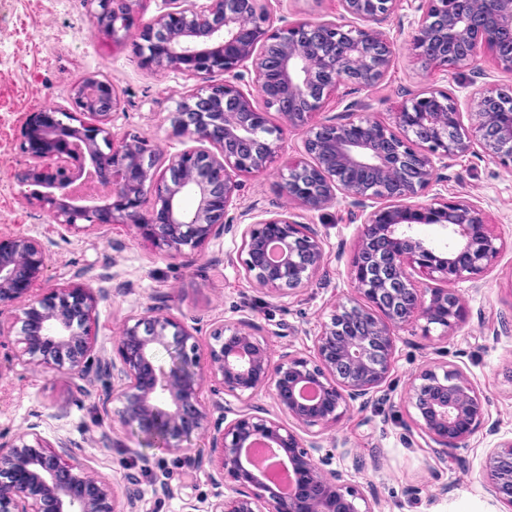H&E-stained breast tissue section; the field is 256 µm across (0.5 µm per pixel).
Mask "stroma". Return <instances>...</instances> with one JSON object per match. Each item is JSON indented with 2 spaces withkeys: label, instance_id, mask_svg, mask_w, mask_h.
Segmentation results:
<instances>
[{
  "label": "stroma",
  "instance_id": "35a3bbf8",
  "mask_svg": "<svg viewBox=\"0 0 512 512\" xmlns=\"http://www.w3.org/2000/svg\"><path fill=\"white\" fill-rule=\"evenodd\" d=\"M265 6L277 22L334 20L343 12L341 0H266ZM412 15L402 6L378 23L400 48L382 84L356 93L339 87L324 117L343 118L357 98L366 104L365 116L388 122L408 95L431 86L465 97L470 72L428 71L413 57ZM99 73L120 94L121 108L111 123L115 137L137 134L160 141L170 153L186 148L171 116L197 80L142 65L130 45L113 43L92 24L89 0H0V235L20 232L48 247V285L70 282L80 271L101 279L105 297L94 332L104 353H112L126 319L154 305L195 328L203 349L213 325L247 316L265 327L272 352L310 353L320 322L351 289L348 264L360 221L344 203L299 212V221L314 225L323 238L324 261L307 288L274 298L239 276V242L231 235L171 258L138 237L134 227L102 224L66 232L26 202L17 177L25 167L18 137L27 114L68 108L73 85ZM301 140V132L291 133L266 173L243 178L233 215L254 205L273 210L283 204L281 174L301 160ZM424 197L480 202L504 242L500 261L493 271L458 283L465 309L451 335L421 323L409 330L388 382L367 406L348 410L323 432L322 451L348 471L351 485L364 489L375 512H512L488 492L483 471L489 449L512 439V171L474 154L459 155L438 171ZM18 349L13 341L0 347L1 432L40 420L49 445L71 440L72 462L108 479L120 497L141 495L147 512H180L187 496L211 500L218 494L208 466L200 462L208 454L202 436L193 435L179 452L146 447L139 430L103 414L99 383L78 390L65 372L19 363ZM443 362L464 369L497 430L493 436L477 432L464 447L445 453L429 447L402 405L409 375Z\"/></svg>",
  "mask_w": 512,
  "mask_h": 512
}]
</instances>
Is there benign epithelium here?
<instances>
[{"label":"benign epithelium","instance_id":"benign-epithelium-1","mask_svg":"<svg viewBox=\"0 0 512 512\" xmlns=\"http://www.w3.org/2000/svg\"><path fill=\"white\" fill-rule=\"evenodd\" d=\"M90 2L93 23L130 45L142 64L200 82L172 117L192 146L158 170L159 146L137 135L114 138L120 97L106 78L91 75L73 87L70 108L27 116L19 143L26 201L66 229L129 224L170 257L238 234L239 273L277 298L307 287L324 261L323 240L295 220V209L343 202L361 217L348 267L352 296L321 322L309 355L276 357L261 325L238 320L212 328L203 358L191 329L157 306L123 324L111 359L91 334L101 291L80 280L41 287L47 249L17 233L0 236V337L18 336L25 365L101 383L102 411L150 441L178 451L193 434L205 435L217 460L208 476L226 492L207 503L186 499L182 512H374L364 492L318 455L317 436L387 382L398 343L416 322L437 324L445 335L455 330L462 305L453 285L497 265L502 244L481 206L417 198L437 168L460 154L512 170V88L475 87L467 125L458 100L434 88L407 98L390 123L317 121L338 86L381 85L399 48L374 23L400 0H342L339 20L280 26L264 0H165V11L133 34L132 7L141 0ZM472 3L417 0L412 54L482 78L478 53L486 47L496 67L512 73V0H484L483 11ZM245 71L266 90L264 106L240 87ZM272 109L282 123H272ZM294 130L302 131L309 160L282 174L288 205L275 212L254 206L250 223H234L238 178L265 173ZM422 224L435 227L440 243L419 236ZM161 352L168 363L159 361ZM207 382L211 393L238 401L215 421L203 399ZM306 387L314 397L302 395ZM262 392L277 409L273 418L251 403ZM406 403L422 436L443 451L463 447L489 416L459 366L416 371ZM39 427L0 434V512H140L137 500L121 502L108 481L48 450ZM260 444L278 450L290 492L253 465L248 449ZM484 471L489 491L512 508V439L489 449Z\"/></svg>","mask_w":512,"mask_h":512}]
</instances>
